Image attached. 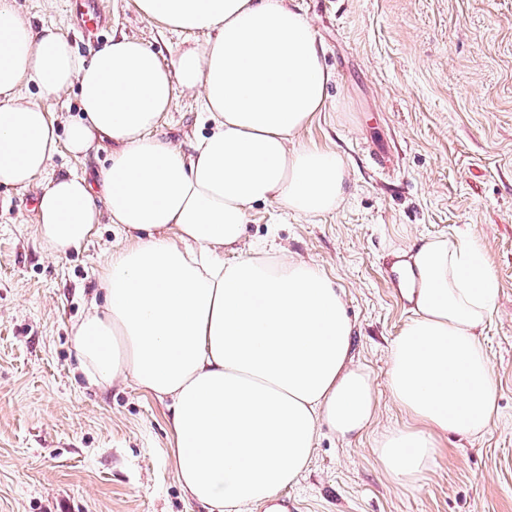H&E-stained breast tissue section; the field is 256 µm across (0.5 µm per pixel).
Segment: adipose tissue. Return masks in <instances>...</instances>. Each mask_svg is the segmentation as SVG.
Returning <instances> with one entry per match:
<instances>
[{
	"label": "adipose tissue",
	"mask_w": 512,
	"mask_h": 512,
	"mask_svg": "<svg viewBox=\"0 0 512 512\" xmlns=\"http://www.w3.org/2000/svg\"><path fill=\"white\" fill-rule=\"evenodd\" d=\"M163 27L212 38L163 65L116 34L80 56L55 28H34L0 0V185L27 188L59 148L86 155L112 144L98 184L72 174L37 200L44 246L79 249L101 219L127 244L99 274L103 306L76 326L91 380H133L170 399L176 477L211 512H244L306 469L319 424L337 437L373 420L371 373L354 364L342 291L314 263L275 242L234 262L254 204L316 217L335 211L343 156L296 143L322 111V47L289 0H135ZM42 99H26L30 86ZM79 88L82 118L57 133L43 100ZM201 88L213 125L192 154L160 138L176 86ZM414 316L393 341L385 385L407 424L375 441L381 467L417 486L454 433L486 432L497 411L483 328L498 284L479 242L434 238L410 257Z\"/></svg>",
	"instance_id": "ef3b65f1"
}]
</instances>
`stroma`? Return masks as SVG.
Segmentation results:
<instances>
[{"label":"stroma","instance_id":"stroma-1","mask_svg":"<svg viewBox=\"0 0 512 512\" xmlns=\"http://www.w3.org/2000/svg\"><path fill=\"white\" fill-rule=\"evenodd\" d=\"M331 74L298 139L348 167L339 208L318 217L253 206L235 258L273 238L345 293L354 360L376 385V417L343 440L319 426L307 470L285 488L304 512H512V0H296ZM113 31L162 62L184 36L106 0ZM81 53L69 0H16ZM201 89L176 88L158 134L182 151L210 130ZM37 187L0 189V512H208L176 479L166 401L132 382L90 385L73 344L108 252L101 222L77 251L37 233ZM479 239L498 280L484 326L498 415L483 436L449 435L419 485L398 484L372 448L405 418L385 387L389 348L412 316L390 293L383 258L433 237Z\"/></svg>","mask_w":512,"mask_h":512}]
</instances>
